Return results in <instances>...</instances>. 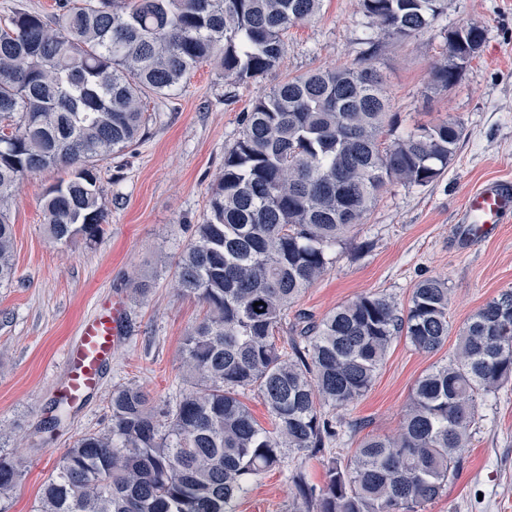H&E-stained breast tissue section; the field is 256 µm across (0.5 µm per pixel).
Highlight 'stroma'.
Segmentation results:
<instances>
[{
	"instance_id": "35a3bbf8",
	"label": "stroma",
	"mask_w": 512,
	"mask_h": 512,
	"mask_svg": "<svg viewBox=\"0 0 512 512\" xmlns=\"http://www.w3.org/2000/svg\"><path fill=\"white\" fill-rule=\"evenodd\" d=\"M467 23L482 26L486 40L457 85L433 91L445 36ZM371 37L358 0H324L317 18L289 28L283 57L265 74L237 84L203 63L175 97L149 101L153 121L145 140L103 164L107 231L94 246L62 247L44 231L42 199L61 171L24 181L10 209L16 278L0 286V432L23 478L0 499V512H33L43 482L73 441L109 425L114 387L134 384L155 408L174 405L183 340L203 309L177 295L170 265L189 243L192 225L207 215L210 188L244 112L289 77L353 65ZM376 40L372 62L390 100L382 142L447 116L463 122L465 135L441 178L424 187L396 182L384 189L293 310L317 320L367 293L403 307L419 280L441 277L450 288L448 339L429 353L405 337L394 339L371 389L336 413L343 424L363 423V432L345 433L311 459L289 455L283 467L250 485L236 512H290L292 471L303 469L310 483L322 484L329 461L349 457L362 434L397 433L418 378L454 353L469 317L512 290V215L495 234L475 239L464 237L458 222L479 185L512 179V0H448L430 28L406 40ZM138 278L147 281L146 293L135 292ZM115 296L125 306V334L100 388L67 421L48 428L67 346L82 321ZM461 455L456 480L421 512H512V381L483 402Z\"/></svg>"
}]
</instances>
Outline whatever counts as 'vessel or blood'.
Listing matches in <instances>:
<instances>
[{
  "label": "vessel or blood",
  "mask_w": 512,
  "mask_h": 512,
  "mask_svg": "<svg viewBox=\"0 0 512 512\" xmlns=\"http://www.w3.org/2000/svg\"><path fill=\"white\" fill-rule=\"evenodd\" d=\"M510 212L512 183L490 182L469 195L461 222L466 225L468 233L475 234L480 228L502 223ZM123 331L122 307L117 303L113 304L109 315L90 318L81 325L79 335L68 348L65 358L61 392L67 402L80 405L100 387Z\"/></svg>",
  "instance_id": "obj_1"
}]
</instances>
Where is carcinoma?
Here are the masks:
<instances>
[{
	"label": "carcinoma",
	"instance_id": "1",
	"mask_svg": "<svg viewBox=\"0 0 512 512\" xmlns=\"http://www.w3.org/2000/svg\"><path fill=\"white\" fill-rule=\"evenodd\" d=\"M324 0H63L53 15L17 8L0 23V283L13 281L10 203L24 179L65 168L43 198L53 242L97 243L106 223L100 164L135 146L152 114L194 69L214 62L247 84L285 52L288 28ZM378 34L407 39L447 0H359ZM448 31L433 89L456 85L483 28ZM389 101L369 59L288 79L244 113L224 154L208 215L173 269L178 294L205 315L185 336L184 384L163 412L138 386L112 389L111 424L78 437L47 478L35 512H236L289 452L314 457L340 434L329 410L372 387L398 336L426 352L448 339V282L427 277L406 307L364 294L309 321L283 347L292 308L330 255L394 181L424 187L454 158L464 127L446 117L384 146ZM259 306H254V303ZM512 379V291L464 324L446 363L421 376L399 433L365 437L316 486L297 470L290 512H418L456 478L485 399ZM255 392L271 428L242 400ZM0 448V498L19 485Z\"/></svg>",
	"mask_w": 512,
	"mask_h": 512
}]
</instances>
